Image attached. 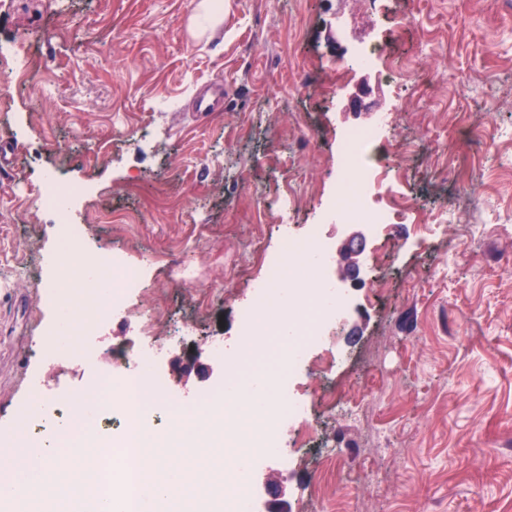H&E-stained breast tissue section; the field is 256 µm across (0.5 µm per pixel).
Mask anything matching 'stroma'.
Listing matches in <instances>:
<instances>
[{
    "label": "stroma",
    "mask_w": 512,
    "mask_h": 512,
    "mask_svg": "<svg viewBox=\"0 0 512 512\" xmlns=\"http://www.w3.org/2000/svg\"><path fill=\"white\" fill-rule=\"evenodd\" d=\"M197 0H0V51L34 58L17 80L0 61V446L20 414L68 408L72 392L98 388L112 350L139 344V313L153 333L178 341V355L211 336L235 339L242 280L224 264L261 275L277 259L276 212L265 199L298 191L295 233L319 224L333 248L331 280L346 308L291 374L313 426L292 465L269 464L253 480L281 485L290 512H512V0H224V18L199 31ZM496 45L482 52L484 42ZM374 49L330 93L339 61ZM430 70V89L397 90L387 59ZM368 77L365 109L355 85ZM205 86L224 91L212 112L192 101ZM393 118L377 145L414 148L386 191L421 211L445 205L442 228L407 215L374 233L329 221L341 138L375 113ZM86 187L70 205L82 232L80 260L118 250L148 274L126 312L94 330L97 371L42 347L57 328L56 282L79 298L72 270L54 255L66 232L34 198L46 180ZM362 233L358 278L340 277L337 250ZM182 252L196 282L168 270ZM223 285V299L201 295ZM195 335L182 339L183 324ZM276 337L243 358L239 389L276 371ZM208 379L174 383L172 397L145 405L154 433L183 407L224 394V364ZM354 384L358 414H328L319 393ZM341 471L342 482L329 479Z\"/></svg>",
    "instance_id": "obj_1"
}]
</instances>
